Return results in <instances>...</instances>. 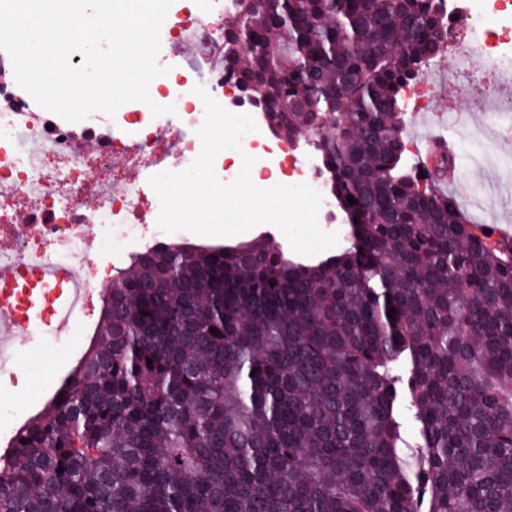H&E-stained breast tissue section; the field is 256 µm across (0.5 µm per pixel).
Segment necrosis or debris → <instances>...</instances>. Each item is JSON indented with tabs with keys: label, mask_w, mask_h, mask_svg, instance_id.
Instances as JSON below:
<instances>
[{
	"label": "necrosis or debris",
	"mask_w": 512,
	"mask_h": 512,
	"mask_svg": "<svg viewBox=\"0 0 512 512\" xmlns=\"http://www.w3.org/2000/svg\"><path fill=\"white\" fill-rule=\"evenodd\" d=\"M450 14L462 17L470 30L454 42L451 74L468 73L475 56L490 63L491 72L512 78V0H448ZM502 16L489 28L491 15ZM209 16L165 18L161 42H176L179 54L167 74L156 77L153 103L174 106V113L153 116L150 106L131 101L110 117L111 138L92 151L75 147L73 126L40 106L14 83L0 84V265H10L14 278L0 286V300L13 312L11 334L0 338V438L8 436L15 417L11 405L14 384L11 365L16 337L40 323L46 335L59 339L82 322L84 296L103 287L101 268L89 256L92 247L110 255L130 247L146 248L167 239L157 224L158 195L149 184L152 175L186 169L200 154L197 135L205 115L194 94L203 85L221 100L236 83L224 67L223 37ZM134 144L140 177L111 175L117 141ZM242 150L253 157L251 169L258 187L271 183L305 184L321 196L318 221L348 241V229L336 218V201L326 189V173L313 152L296 153L283 141L244 134ZM78 266L79 285L50 283L46 273L56 266ZM80 288L82 300L60 311L58 298Z\"/></svg>",
	"instance_id": "necrosis-or-debris-1"
}]
</instances>
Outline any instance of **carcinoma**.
Masks as SVG:
<instances>
[{
	"instance_id": "carcinoma-1",
	"label": "carcinoma",
	"mask_w": 512,
	"mask_h": 512,
	"mask_svg": "<svg viewBox=\"0 0 512 512\" xmlns=\"http://www.w3.org/2000/svg\"><path fill=\"white\" fill-rule=\"evenodd\" d=\"M439 3L233 9L252 50L232 70L271 134L323 130L352 242L136 253L0 451V512H512V246L406 170L401 102L448 41Z\"/></svg>"
}]
</instances>
